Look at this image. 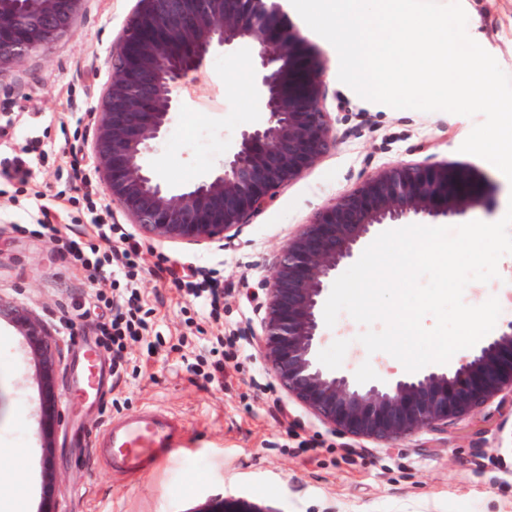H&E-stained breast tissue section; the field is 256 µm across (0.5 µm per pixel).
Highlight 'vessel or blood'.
Wrapping results in <instances>:
<instances>
[{"label":"vessel or blood","mask_w":512,"mask_h":512,"mask_svg":"<svg viewBox=\"0 0 512 512\" xmlns=\"http://www.w3.org/2000/svg\"><path fill=\"white\" fill-rule=\"evenodd\" d=\"M99 354L85 351L83 394L98 390ZM181 423L166 411L151 406L108 422L91 440L93 452L104 468L129 476L144 475L178 449Z\"/></svg>","instance_id":"1"}]
</instances>
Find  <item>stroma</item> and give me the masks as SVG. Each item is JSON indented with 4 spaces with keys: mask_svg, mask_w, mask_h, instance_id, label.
Returning <instances> with one entry per match:
<instances>
[{
    "mask_svg": "<svg viewBox=\"0 0 512 512\" xmlns=\"http://www.w3.org/2000/svg\"><path fill=\"white\" fill-rule=\"evenodd\" d=\"M467 31L512 74V0H461ZM136 0H83L70 33L47 51L0 72V297L23 302L63 340L57 379L62 420L54 457L40 434L41 386L23 339L0 321V512H39L52 497L56 512H200L216 497L243 500L262 512H512V394L504 392L469 416L423 429L387 446L335 430L278 383L260 346L266 282L280 249L337 196L358 188L385 166L454 163L490 179L468 220L492 223L512 204V182L490 162L461 152L478 117L397 110L359 97L338 79L335 48L281 0L289 21L324 64L321 105L333 141L296 180L280 187L265 209L221 242L140 240L100 181L89 143L110 72V50ZM251 45L209 55L195 81L180 91L166 137L151 155L159 182L177 190L212 171L237 133L261 117L256 96L239 97L243 71H254ZM34 159L26 184L8 176L7 158ZM90 197L96 212L75 207ZM46 206L60 224H90L93 214L114 225L110 246L140 242L135 279L154 350L128 347L121 374L104 370L99 394L70 401L82 385L83 353L105 315L92 289L102 278L60 254L46 237L17 232ZM215 272L224 282V313L211 319L157 265ZM499 277L473 282L465 303L497 297L499 324L512 321V265ZM362 325L341 314L321 352L331 371L355 373L370 362L380 380L404 375L384 352L368 354ZM235 340L224 356V378L208 382L193 365L213 337ZM182 419L185 446L153 473H108L88 442L108 421L142 406Z\"/></svg>",
    "mask_w": 512,
    "mask_h": 512,
    "instance_id": "35a3bbf8",
    "label": "stroma"
}]
</instances>
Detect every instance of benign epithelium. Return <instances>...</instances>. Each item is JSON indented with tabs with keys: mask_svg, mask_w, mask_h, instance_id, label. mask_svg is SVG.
Returning <instances> with one entry per match:
<instances>
[{
	"mask_svg": "<svg viewBox=\"0 0 512 512\" xmlns=\"http://www.w3.org/2000/svg\"><path fill=\"white\" fill-rule=\"evenodd\" d=\"M82 0H0V73L68 33ZM257 49L255 90L266 118L240 131L224 160L181 191L154 177L148 156L178 110V90L206 58L242 43ZM324 72L277 0H137L112 44L91 153L99 179L146 238L208 243L228 237L267 207L277 188L312 167L333 141L321 108ZM483 181L454 165L398 163L316 213L277 254L266 288L261 346L281 386L326 423L358 438L393 443L467 416L512 393V322L451 368L356 385L326 370L317 351L321 307L336 270L390 224L464 217L482 201ZM0 318L24 337L39 380L45 447L60 422L61 344L18 300L0 299ZM206 512H260L223 498Z\"/></svg>",
	"mask_w": 512,
	"mask_h": 512,
	"instance_id": "1",
	"label": "benign epithelium"
}]
</instances>
